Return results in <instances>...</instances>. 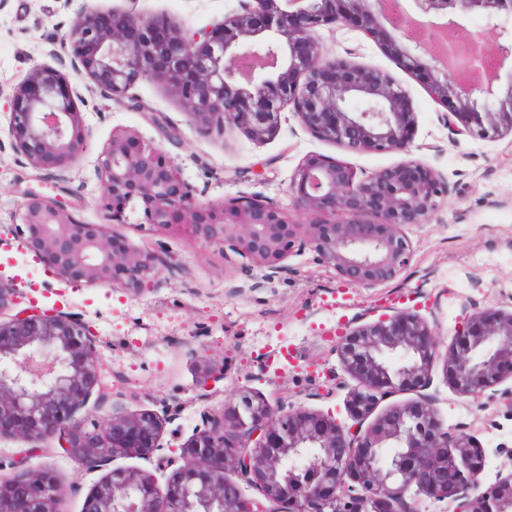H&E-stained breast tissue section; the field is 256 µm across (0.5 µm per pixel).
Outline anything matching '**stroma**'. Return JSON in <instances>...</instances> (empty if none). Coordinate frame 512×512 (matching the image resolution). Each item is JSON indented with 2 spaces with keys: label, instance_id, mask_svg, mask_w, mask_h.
<instances>
[{
  "label": "stroma",
  "instance_id": "35a3bbf8",
  "mask_svg": "<svg viewBox=\"0 0 512 512\" xmlns=\"http://www.w3.org/2000/svg\"><path fill=\"white\" fill-rule=\"evenodd\" d=\"M130 5L127 0L0 5V126L8 124V93L38 62L61 70L78 92L77 106L89 129L79 158L59 169H34L10 144L0 145V279L15 285L20 308H55L88 322L103 391L126 412L168 418L164 447L153 459L117 456L111 467L149 470L158 488H165L175 468L173 448L202 428L205 411L235 402L244 390L347 423L355 381L336 354L346 330L408 311L435 330L445 349L464 312H512V138L454 139L443 119L446 108L432 95L424 73L404 68L393 51L362 33L334 25L317 33L324 56L387 71L408 90L417 117L411 155L449 186L428 223L405 226L412 254L395 279L371 288L352 284L305 248L293 249L285 271L268 279L251 258L223 256L219 247L183 232H145L136 213L127 223L112 225V232L135 247L164 248L181 265L173 273L160 270L148 291L72 286L46 270L19 229L23 203L33 193L59 195L70 201L81 223H103L99 163L117 132L163 150L198 202L252 196L287 211L298 224L309 218L294 210L288 185L306 155L323 154L359 172L402 159L393 152H348L311 135L288 111L261 141L229 122L202 133L190 124L183 104L149 80L133 86L128 101L109 99L85 71L71 66L67 41L80 12ZM131 6L197 30L222 20L239 0H137ZM207 361L223 362L224 380L201 400L196 380ZM428 392L444 426L466 428L482 448L484 486L512 471V416L497 398L475 403L458 395L438 368ZM33 462L52 467L70 487L67 512H81L101 477L81 470L59 448Z\"/></svg>",
  "mask_w": 512,
  "mask_h": 512
}]
</instances>
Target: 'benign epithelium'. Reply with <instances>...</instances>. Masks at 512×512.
Wrapping results in <instances>:
<instances>
[{
	"instance_id": "7a95c632",
	"label": "benign epithelium",
	"mask_w": 512,
	"mask_h": 512,
	"mask_svg": "<svg viewBox=\"0 0 512 512\" xmlns=\"http://www.w3.org/2000/svg\"><path fill=\"white\" fill-rule=\"evenodd\" d=\"M410 26L433 28L427 38L387 29L382 0H244L240 9L198 31L147 17L134 8L86 11L69 36L72 63L113 99L139 81L156 82L187 107L200 130L230 120L252 139L269 137L282 112L312 135L355 153L396 152L398 164L361 176L322 154L305 156L288 186L293 206L315 216L304 226L277 208L244 197L202 204L170 158L133 135H112L99 174L104 224H81L61 199L31 195L21 213L23 233L40 261L62 281L141 290L161 265V250H135L112 238L110 224L140 212L155 229L176 228L195 240L251 258L273 277L289 250L314 251L349 282L374 286L407 265L408 224H424L448 184L410 158L416 112L407 90L388 72L344 58L327 59L316 39L324 26L358 30L394 51L407 68L423 70L432 94L447 108L445 121L462 138L512 135V0H413ZM478 12L484 25L459 54L448 34L465 29ZM497 68L482 75L486 48ZM76 91L63 73L33 66L9 95L11 148L35 169L65 167L88 135ZM17 291L0 279V312ZM337 354L357 381L345 427L305 409L286 408L247 391L219 412L203 414V428L179 446L182 465L165 493L152 473L112 468L86 495L82 512H421L425 499H450L453 512H512V472L481 490L483 450L463 429L437 418L424 394L364 425L377 402L409 387L422 391L437 362L461 396L487 391L512 414V313L485 309L460 322L448 352L416 315L402 311L342 335ZM224 380V365L203 366L200 385ZM101 389L99 354L89 326L56 309L0 320V437L53 439L86 470L133 454L150 460L164 448L166 418L130 414L99 396V415H83ZM398 452L384 460L382 449ZM36 449L0 475V512H66L69 490L49 467L32 468ZM323 468L307 475L312 457ZM233 471L259 493L247 498L228 483Z\"/></svg>"
}]
</instances>
